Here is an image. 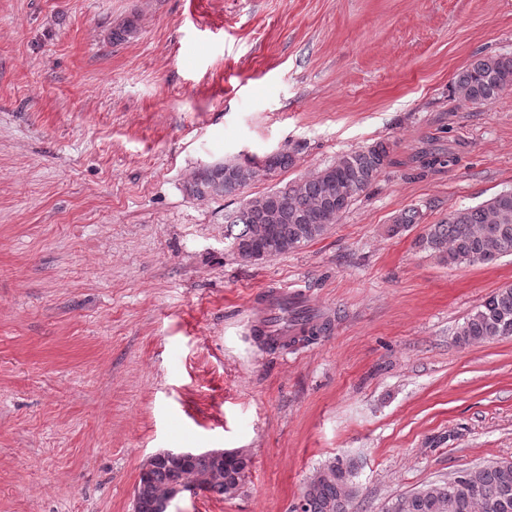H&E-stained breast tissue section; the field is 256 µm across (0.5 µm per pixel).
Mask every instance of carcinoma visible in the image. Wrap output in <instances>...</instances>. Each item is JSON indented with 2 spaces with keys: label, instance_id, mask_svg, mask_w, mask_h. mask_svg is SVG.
Returning <instances> with one entry per match:
<instances>
[{
  "label": "carcinoma",
  "instance_id": "1",
  "mask_svg": "<svg viewBox=\"0 0 512 512\" xmlns=\"http://www.w3.org/2000/svg\"><path fill=\"white\" fill-rule=\"evenodd\" d=\"M512 89V55H484L459 71L454 91L473 104H491ZM392 144L377 141L363 149L342 154L328 166L305 178L285 183L250 199L226 218L224 239L239 259L249 261L266 249L259 226L267 224L270 211L281 220L275 234L281 238L274 248L279 256L322 237L338 222L353 202L391 164ZM198 196H226L245 186V180L219 169L211 179L195 182ZM418 209L409 208L395 219L391 231L399 233L420 223ZM421 250L448 265L490 264L512 255V189L490 199L456 210L438 224L425 225L415 239ZM512 337V284L491 292L469 314L457 332V340L471 344ZM247 460L227 458L222 463L200 456L185 466L158 462L133 503V512H158L157 495L176 479L190 478L209 491L232 498L244 487ZM319 476L303 491L305 512H349L358 494L350 464L335 458L318 470ZM479 497L471 488L452 480L426 485L392 501L385 512H512V467L491 464L474 470Z\"/></svg>",
  "mask_w": 512,
  "mask_h": 512
}]
</instances>
